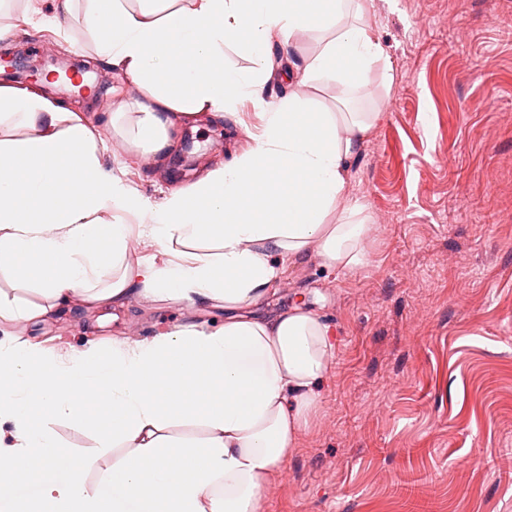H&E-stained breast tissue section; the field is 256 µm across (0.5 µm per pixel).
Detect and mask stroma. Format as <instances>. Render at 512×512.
Wrapping results in <instances>:
<instances>
[{"instance_id":"35a3bbf8","label":"stroma","mask_w":512,"mask_h":512,"mask_svg":"<svg viewBox=\"0 0 512 512\" xmlns=\"http://www.w3.org/2000/svg\"><path fill=\"white\" fill-rule=\"evenodd\" d=\"M365 21L393 79L375 65L350 95L354 112L379 118L349 171V201L366 221L362 264L327 267L317 255L288 265L262 313L305 304L335 328L330 373L297 451L270 477L262 512H512V0H374ZM49 60L94 54L83 3L53 21L50 0L0 13ZM331 31L275 35L270 77L235 118L186 125L194 153L214 162L256 149L263 104L288 95L284 75L317 54ZM91 81H118L94 116L103 162L158 201L192 182L112 127L141 91L107 64ZM65 311L25 335L58 347L102 346L201 320L214 308L132 298L117 317ZM45 425L59 444L93 455L96 429Z\"/></svg>"}]
</instances>
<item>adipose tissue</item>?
<instances>
[{
    "mask_svg": "<svg viewBox=\"0 0 512 512\" xmlns=\"http://www.w3.org/2000/svg\"><path fill=\"white\" fill-rule=\"evenodd\" d=\"M160 2L83 0L102 62L143 94L129 133L156 157L176 149L177 126L224 118L257 95L274 33L315 23L336 34L296 68L288 97L265 103L255 150L157 202L105 168L82 113L0 84V121L34 132L0 137V269L43 298L0 295V318L41 323L77 302L120 308L136 296L224 311L223 326L181 324L113 339L107 350L0 339V512H260L267 479L293 453L330 369L329 322L299 306L272 317L257 307L288 261L314 253L348 269L361 260L371 227L346 220L347 172L378 115L312 111L305 88L332 61L345 101L385 61L384 48L362 20L364 5L341 24L344 0H190L168 13ZM228 47L252 68L226 67ZM136 237L159 244L163 261L128 262ZM47 416L102 419L97 455L122 456L87 481L88 459L60 447ZM176 423L204 435L173 436Z\"/></svg>",
    "mask_w": 512,
    "mask_h": 512,
    "instance_id": "obj_1",
    "label": "adipose tissue"
}]
</instances>
